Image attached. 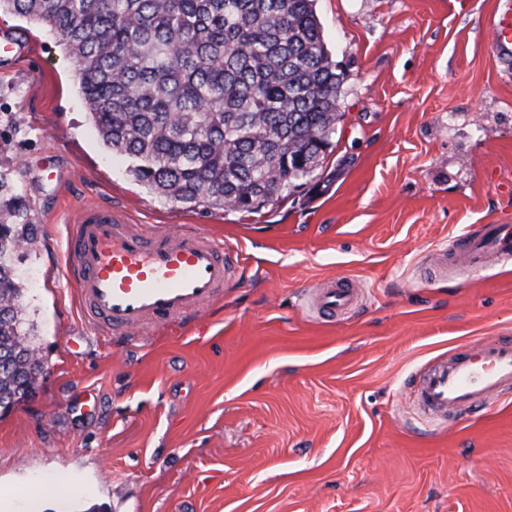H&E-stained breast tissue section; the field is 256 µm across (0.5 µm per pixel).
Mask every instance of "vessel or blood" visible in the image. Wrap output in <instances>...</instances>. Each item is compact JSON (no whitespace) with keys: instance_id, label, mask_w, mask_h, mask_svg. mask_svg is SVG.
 <instances>
[{"instance_id":"obj_1","label":"vessel or blood","mask_w":512,"mask_h":512,"mask_svg":"<svg viewBox=\"0 0 512 512\" xmlns=\"http://www.w3.org/2000/svg\"><path fill=\"white\" fill-rule=\"evenodd\" d=\"M492 48L512 59V14L493 18ZM71 274L87 322L123 338L199 314L224 295L234 258L204 226L175 233L134 226L126 211L89 205L68 227ZM469 266L512 256V225L486 224L453 244ZM316 311L335 315L356 298L351 281L336 278L309 292ZM512 389V338L479 339L435 361L416 378L414 395L426 419L455 418Z\"/></svg>"}]
</instances>
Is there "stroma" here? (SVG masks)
<instances>
[{"label": "stroma", "instance_id": "obj_1", "mask_svg": "<svg viewBox=\"0 0 512 512\" xmlns=\"http://www.w3.org/2000/svg\"><path fill=\"white\" fill-rule=\"evenodd\" d=\"M512 0H316L345 75L324 162L248 213L167 203L89 120L58 36L0 13V172L38 239L18 263L45 362L0 412L6 512H512V403L424 430L413 376L512 334V260L441 273L484 224H512V69L489 20ZM88 204L222 238L236 279L199 317L114 344L66 272ZM347 277L336 319L308 293Z\"/></svg>", "mask_w": 512, "mask_h": 512}]
</instances>
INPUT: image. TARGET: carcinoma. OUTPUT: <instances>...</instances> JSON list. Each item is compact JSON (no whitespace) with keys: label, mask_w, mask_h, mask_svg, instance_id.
I'll return each mask as SVG.
<instances>
[{"label":"carcinoma","mask_w":512,"mask_h":512,"mask_svg":"<svg viewBox=\"0 0 512 512\" xmlns=\"http://www.w3.org/2000/svg\"><path fill=\"white\" fill-rule=\"evenodd\" d=\"M315 0H0L60 37L103 145L153 194L250 212L320 165L345 81ZM36 227L0 173V409L42 371L15 257Z\"/></svg>","instance_id":"cac0c4a2"}]
</instances>
